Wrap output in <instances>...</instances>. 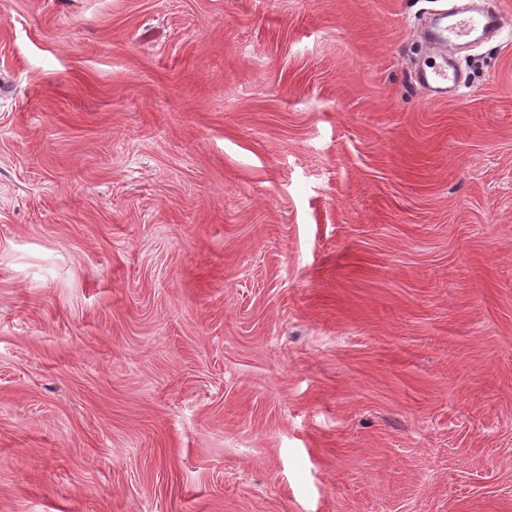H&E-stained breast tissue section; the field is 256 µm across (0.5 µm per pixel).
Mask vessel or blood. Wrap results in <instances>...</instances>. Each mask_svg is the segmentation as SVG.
Wrapping results in <instances>:
<instances>
[{"label":"vessel or blood","instance_id":"1","mask_svg":"<svg viewBox=\"0 0 512 512\" xmlns=\"http://www.w3.org/2000/svg\"><path fill=\"white\" fill-rule=\"evenodd\" d=\"M500 17L496 12L462 9L449 13L447 24L427 41L432 56L415 76L426 91L444 96L458 87L460 75L453 57L459 46L473 43L476 36H489L498 29Z\"/></svg>","mask_w":512,"mask_h":512}]
</instances>
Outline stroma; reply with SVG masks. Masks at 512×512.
I'll return each mask as SVG.
<instances>
[{
  "instance_id": "stroma-1",
  "label": "stroma",
  "mask_w": 512,
  "mask_h": 512,
  "mask_svg": "<svg viewBox=\"0 0 512 512\" xmlns=\"http://www.w3.org/2000/svg\"><path fill=\"white\" fill-rule=\"evenodd\" d=\"M0 0V512H512V0ZM499 15L491 10L462 9L448 13V23L427 41L432 56L420 68L415 80L426 91L446 96L460 82L453 57L459 46L470 44L481 33L482 39L498 29ZM481 39V40H482Z\"/></svg>"
}]
</instances>
